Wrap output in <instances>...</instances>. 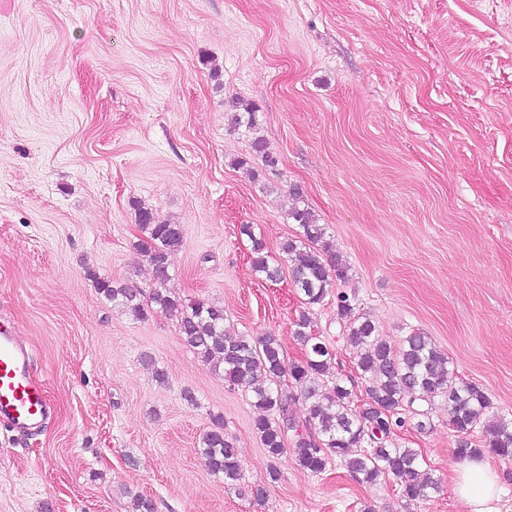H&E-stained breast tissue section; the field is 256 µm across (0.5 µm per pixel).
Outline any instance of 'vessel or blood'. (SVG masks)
I'll return each instance as SVG.
<instances>
[{
  "label": "vessel or blood",
  "instance_id": "obj_1",
  "mask_svg": "<svg viewBox=\"0 0 512 512\" xmlns=\"http://www.w3.org/2000/svg\"><path fill=\"white\" fill-rule=\"evenodd\" d=\"M33 355L13 326L0 321V421L28 430L41 426L52 403L33 379Z\"/></svg>",
  "mask_w": 512,
  "mask_h": 512
}]
</instances>
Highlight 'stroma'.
I'll list each match as a JSON object with an SVG mask.
<instances>
[{"label":"stroma","instance_id":"35a3bbf8","mask_svg":"<svg viewBox=\"0 0 512 512\" xmlns=\"http://www.w3.org/2000/svg\"><path fill=\"white\" fill-rule=\"evenodd\" d=\"M245 103L251 127L231 121ZM137 201L184 227L168 291L223 306L233 333L274 334L292 361L310 311L334 377L365 399L345 292L392 345L430 336L511 420L512 0H0V319L54 404L38 429L0 422V512H133L138 496L154 512H468L440 401L430 431L395 436L438 478L429 497L271 458L249 397L175 317L98 292L99 277L155 286ZM299 201L348 267L310 310L290 276L253 272L239 232L287 264ZM215 414L233 485L199 450Z\"/></svg>","mask_w":512,"mask_h":512}]
</instances>
